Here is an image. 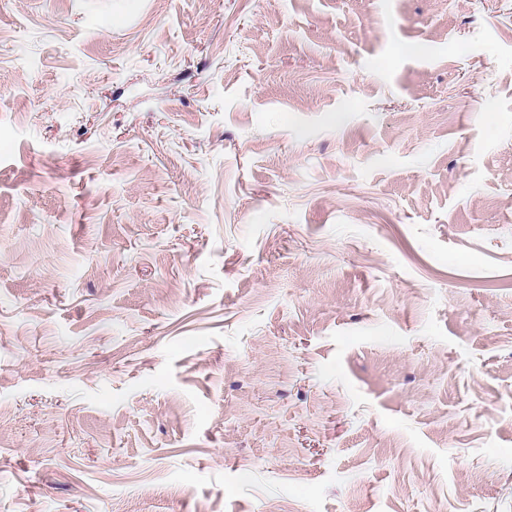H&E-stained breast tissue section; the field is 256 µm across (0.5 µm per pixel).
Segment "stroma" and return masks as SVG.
Masks as SVG:
<instances>
[{"label": "stroma", "instance_id": "35a3bbf8", "mask_svg": "<svg viewBox=\"0 0 512 512\" xmlns=\"http://www.w3.org/2000/svg\"><path fill=\"white\" fill-rule=\"evenodd\" d=\"M0 512H512V0H0Z\"/></svg>", "mask_w": 512, "mask_h": 512}]
</instances>
